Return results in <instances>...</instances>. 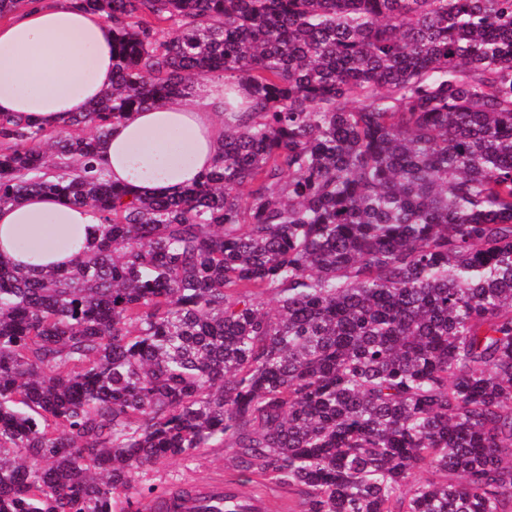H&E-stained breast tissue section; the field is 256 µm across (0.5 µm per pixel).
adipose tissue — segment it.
<instances>
[{
	"instance_id": "1",
	"label": "adipose tissue",
	"mask_w": 512,
	"mask_h": 512,
	"mask_svg": "<svg viewBox=\"0 0 512 512\" xmlns=\"http://www.w3.org/2000/svg\"><path fill=\"white\" fill-rule=\"evenodd\" d=\"M111 21L74 0H29L0 20V116L56 129L112 87ZM224 83L128 112L108 125L101 173L135 195L177 196L215 167L224 145ZM102 219L66 198L28 194L0 207V260L34 273L83 259Z\"/></svg>"
}]
</instances>
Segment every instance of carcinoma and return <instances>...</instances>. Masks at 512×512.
Segmentation results:
<instances>
[{
	"mask_svg": "<svg viewBox=\"0 0 512 512\" xmlns=\"http://www.w3.org/2000/svg\"><path fill=\"white\" fill-rule=\"evenodd\" d=\"M79 4L94 133L0 124V205L104 220L70 269L0 261V512H154L140 470L224 447L300 512H512V0ZM220 75L248 102L198 184L89 173Z\"/></svg>",
	"mask_w": 512,
	"mask_h": 512,
	"instance_id": "obj_1",
	"label": "carcinoma"
}]
</instances>
